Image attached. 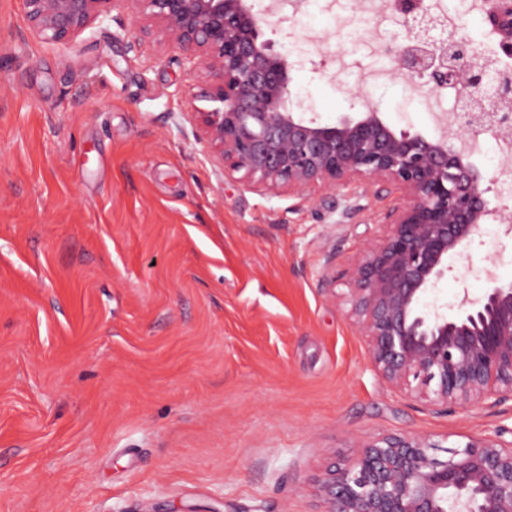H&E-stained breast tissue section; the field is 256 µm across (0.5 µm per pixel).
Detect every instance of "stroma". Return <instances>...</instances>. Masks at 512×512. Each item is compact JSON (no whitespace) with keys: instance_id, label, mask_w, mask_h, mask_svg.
<instances>
[{"instance_id":"stroma-1","label":"stroma","mask_w":512,"mask_h":512,"mask_svg":"<svg viewBox=\"0 0 512 512\" xmlns=\"http://www.w3.org/2000/svg\"><path fill=\"white\" fill-rule=\"evenodd\" d=\"M283 17L303 119L350 114L359 84L394 130L435 135L351 0H253ZM69 44L0 0V512H324L320 472L387 434L512 441V401L435 408L382 381L349 315V269L403 197L343 220L337 194L267 197L198 140L203 74L131 21ZM428 297L512 280L483 224Z\"/></svg>"}]
</instances>
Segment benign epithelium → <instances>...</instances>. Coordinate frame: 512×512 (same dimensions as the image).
<instances>
[{"label":"benign epithelium","instance_id":"benign-epithelium-1","mask_svg":"<svg viewBox=\"0 0 512 512\" xmlns=\"http://www.w3.org/2000/svg\"><path fill=\"white\" fill-rule=\"evenodd\" d=\"M31 27L67 44L103 22L117 0H22ZM142 31L157 32L203 72L196 113L201 136L224 173H242L262 195L304 194L383 182L404 203L386 213L387 230L350 272L351 317L367 338L371 365L389 385L434 405L472 408L512 400V281L486 271L489 288L453 305L424 303L448 271V253L482 224L512 232L502 176H485L470 146L483 134L512 135V76L483 60L460 31L445 33V11L426 0H389L403 35L382 43L394 77L430 91L459 90L462 126L438 137L396 132L356 85L345 88L355 117L320 125L297 116L291 65L264 38L281 19L251 0H129ZM481 16L498 54L512 59V0H482ZM358 196L332 207L343 218L360 210ZM426 436L388 435L358 457L334 463L317 480L325 512H512V443L498 436L446 448Z\"/></svg>","mask_w":512,"mask_h":512}]
</instances>
